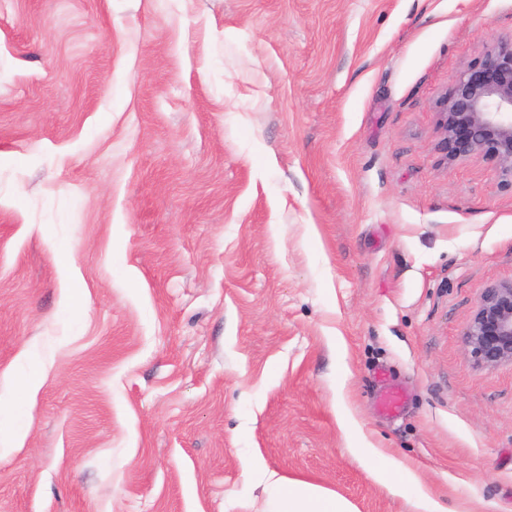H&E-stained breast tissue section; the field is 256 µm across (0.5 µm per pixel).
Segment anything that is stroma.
Listing matches in <instances>:
<instances>
[{"instance_id":"obj_1","label":"stroma","mask_w":512,"mask_h":512,"mask_svg":"<svg viewBox=\"0 0 512 512\" xmlns=\"http://www.w3.org/2000/svg\"><path fill=\"white\" fill-rule=\"evenodd\" d=\"M511 36L512 0H0V512H266L270 473L418 512L390 460L512 512V364L463 336L512 186L436 116Z\"/></svg>"}]
</instances>
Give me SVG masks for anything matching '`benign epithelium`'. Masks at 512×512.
<instances>
[{
    "label": "benign epithelium",
    "instance_id": "7a95c632",
    "mask_svg": "<svg viewBox=\"0 0 512 512\" xmlns=\"http://www.w3.org/2000/svg\"><path fill=\"white\" fill-rule=\"evenodd\" d=\"M437 116L446 160L491 156L512 184V38L486 48L481 67L452 80ZM463 335L479 366L512 363V282L485 288Z\"/></svg>",
    "mask_w": 512,
    "mask_h": 512
}]
</instances>
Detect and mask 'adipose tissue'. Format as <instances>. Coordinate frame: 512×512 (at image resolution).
I'll return each mask as SVG.
<instances>
[{
    "mask_svg": "<svg viewBox=\"0 0 512 512\" xmlns=\"http://www.w3.org/2000/svg\"><path fill=\"white\" fill-rule=\"evenodd\" d=\"M268 490L272 512H354L345 498L306 481L272 476Z\"/></svg>",
    "mask_w": 512,
    "mask_h": 512,
    "instance_id": "1",
    "label": "adipose tissue"
}]
</instances>
